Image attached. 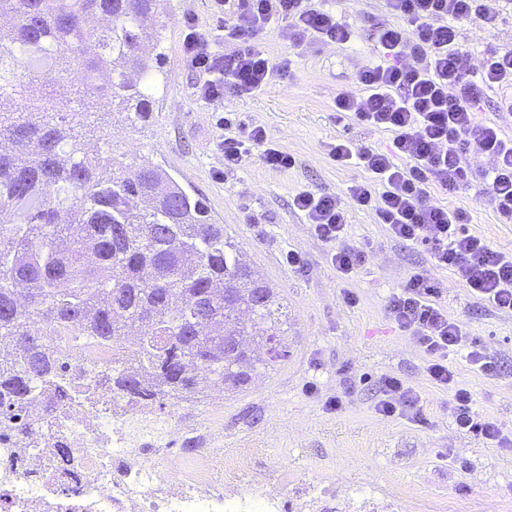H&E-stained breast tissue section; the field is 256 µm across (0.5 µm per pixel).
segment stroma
<instances>
[{
    "mask_svg": "<svg viewBox=\"0 0 512 512\" xmlns=\"http://www.w3.org/2000/svg\"><path fill=\"white\" fill-rule=\"evenodd\" d=\"M331 6L353 30L350 43L295 48L278 28H267L256 43L276 66L275 78L251 94L239 93L225 78L223 99L207 101L194 93L195 78L182 61L184 22L194 16L216 29L226 20L212 0H167L151 122L134 127L121 115H105L86 149L103 163L115 158L166 170L205 201L281 299L288 356L246 388L225 393L220 445L250 450L256 471L268 479L288 473L291 496L330 489L337 501L368 512H512V447H496L456 427L447 391L427 380L423 352L393 323L387 304L412 274L439 282L449 315L500 360L502 371L488 379L459 356L449 355L448 362L472 390L476 410L511 437L512 314L482 304L452 271L391 238L366 210L350 209L345 243L366 251L367 260L353 278L340 279L326 247L292 205L301 190L341 196L352 182L365 180L361 169L336 165L330 144L347 140L385 150L392 142L391 132L338 117L335 100L340 93L362 95L357 74L375 59L371 33L393 17L384 0H332ZM458 30L460 46L474 56L512 51V12L495 27L472 19ZM228 113L237 131L264 126L269 139L294 157V166L270 171L254 151L238 170L225 173L220 142ZM467 163L468 184L454 192L433 188L429 201L461 210L469 233L510 253L512 224L498 223L488 194L492 160L473 151ZM290 250L300 257V270L289 269ZM349 293L356 304L346 302ZM383 375L421 393L425 423L375 413L376 381ZM331 397L341 400L339 410H326Z\"/></svg>",
    "mask_w": 512,
    "mask_h": 512,
    "instance_id": "35a3bbf8",
    "label": "stroma"
}]
</instances>
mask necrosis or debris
<instances>
[{
	"label": "necrosis or debris",
	"instance_id": "necrosis-or-debris-1",
	"mask_svg": "<svg viewBox=\"0 0 512 512\" xmlns=\"http://www.w3.org/2000/svg\"><path fill=\"white\" fill-rule=\"evenodd\" d=\"M50 342L70 366L75 397L39 399L18 419L0 413V512H283L287 479L224 481L223 471H250L252 459L214 446L224 396L211 384L201 411L169 417L106 386L88 389L85 370L111 366V346L64 335ZM180 439L192 447L172 456L167 446ZM63 448L77 467L61 462Z\"/></svg>",
	"mask_w": 512,
	"mask_h": 512
}]
</instances>
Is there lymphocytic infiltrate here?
I'll use <instances>...</instances> for the list:
<instances>
[{
  "instance_id": "1",
  "label": "lymphocytic infiltrate",
  "mask_w": 512,
  "mask_h": 512,
  "mask_svg": "<svg viewBox=\"0 0 512 512\" xmlns=\"http://www.w3.org/2000/svg\"><path fill=\"white\" fill-rule=\"evenodd\" d=\"M386 6L399 22L378 25L372 35L386 61L362 70L359 81L365 95L339 94L336 110L391 132L392 146L381 151L336 142L329 150L332 159L341 166L361 168L367 180L354 182L343 198L301 191L293 205L327 246L330 262L342 277H351L366 261L364 251L344 243L348 209L353 206L374 211L394 238L422 248L436 266L452 270L474 298L496 311L512 313V254L493 250L469 234L461 211L427 202L430 185L452 192L467 183L466 157L476 150L494 162L487 177L497 219L512 224V137L475 116L486 92L512 88V52H490L473 61L460 47L457 29L458 22L472 17L496 25L503 0H386ZM215 7L230 16L227 35L243 47L230 55L214 51L213 29L187 20L183 62L198 77L196 94L209 101L223 98L225 76H232L247 94L272 80L274 65L252 43L270 26H278L281 37L296 47L310 42L346 44L352 39L351 30L324 9L323 0H215ZM410 56L415 65L407 64ZM221 147L228 172L240 168L255 149L271 170L293 165L292 157L260 126L225 135ZM442 294L434 279L414 274L390 298L389 316L423 349L429 382L451 392L449 410L457 427L498 447H511L512 438L503 435L495 421L473 410V394L456 380L448 354L464 350L466 362L488 378L497 377L501 366L483 348L468 343L463 326L449 316ZM420 402V393L401 379H379L376 413L419 423Z\"/></svg>"
}]
</instances>
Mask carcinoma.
Wrapping results in <instances>:
<instances>
[{
  "mask_svg": "<svg viewBox=\"0 0 512 512\" xmlns=\"http://www.w3.org/2000/svg\"><path fill=\"white\" fill-rule=\"evenodd\" d=\"M163 0H0L17 23L0 32V408H23L67 365L45 332L77 326L112 344V372L94 373L133 404L199 401L186 371L247 386L287 357L278 295L201 198L145 163L132 175L83 155L99 101L132 125L153 114L159 29L143 19ZM91 15L108 20L86 27ZM57 71L42 88L39 71ZM111 74L107 86L97 83ZM75 99L78 112L51 103Z\"/></svg>",
  "mask_w": 512,
  "mask_h": 512,
  "instance_id": "1",
  "label": "carcinoma"
}]
</instances>
